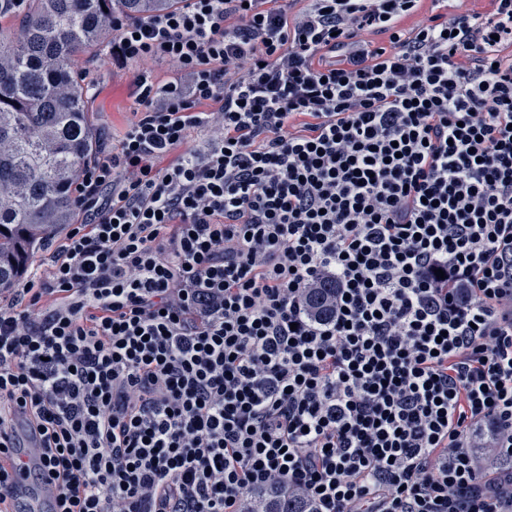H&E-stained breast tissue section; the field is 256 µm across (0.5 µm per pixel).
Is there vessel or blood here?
<instances>
[{"label":"vessel or blood","instance_id":"1","mask_svg":"<svg viewBox=\"0 0 512 512\" xmlns=\"http://www.w3.org/2000/svg\"><path fill=\"white\" fill-rule=\"evenodd\" d=\"M13 445L0 450V458L17 461L11 473L12 496L26 503L29 512H51L55 501V486L51 477L32 482L29 472L40 463V450L36 440L26 432L20 422L12 424Z\"/></svg>","mask_w":512,"mask_h":512}]
</instances>
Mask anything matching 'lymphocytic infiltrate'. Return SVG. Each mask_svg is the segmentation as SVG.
<instances>
[{"label": "lymphocytic infiltrate", "mask_w": 512, "mask_h": 512, "mask_svg": "<svg viewBox=\"0 0 512 512\" xmlns=\"http://www.w3.org/2000/svg\"><path fill=\"white\" fill-rule=\"evenodd\" d=\"M423 2L113 17L138 117L0 309L57 512H512V0ZM243 511L304 512L309 511V508L288 486L274 485L250 496Z\"/></svg>", "instance_id": "f902f5d3"}]
</instances>
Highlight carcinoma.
I'll list each match as a JSON object with an SVG mask.
<instances>
[{"label":"carcinoma","instance_id":"cac0c4a2","mask_svg":"<svg viewBox=\"0 0 512 512\" xmlns=\"http://www.w3.org/2000/svg\"><path fill=\"white\" fill-rule=\"evenodd\" d=\"M176 5V0H28L20 36L0 28V289L20 278L39 241L71 223L77 174L97 156L80 56L102 46L114 15L144 18ZM306 510L286 485L253 494L244 508Z\"/></svg>","mask_w":512,"mask_h":512}]
</instances>
